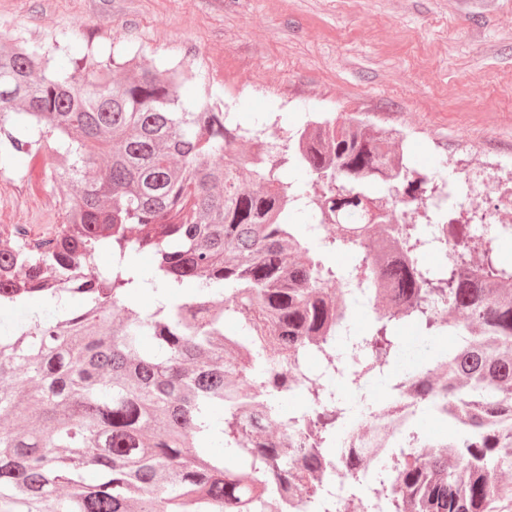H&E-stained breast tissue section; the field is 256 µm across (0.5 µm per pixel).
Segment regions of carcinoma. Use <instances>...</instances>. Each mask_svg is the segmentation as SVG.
I'll return each instance as SVG.
<instances>
[{"mask_svg": "<svg viewBox=\"0 0 512 512\" xmlns=\"http://www.w3.org/2000/svg\"><path fill=\"white\" fill-rule=\"evenodd\" d=\"M49 53L0 45V168L40 157L50 180L79 186L55 237L0 250V268L26 270L0 279V306L42 304L0 328V417L24 422L0 428V512L512 501V263L498 255L512 224L487 238L434 202L435 176L412 166L396 130L340 115L275 147L221 100L184 99L183 69L90 50L50 70ZM291 168L309 180H288ZM429 211L426 236L409 215ZM313 224L326 227L316 241ZM427 251L450 259L428 267ZM359 310L370 323L352 336ZM402 323L458 343L396 376ZM365 379L389 394L348 452L336 383ZM297 388L304 403L290 406ZM423 411L448 440L425 432ZM339 474L351 482L344 511L328 489Z\"/></svg>", "mask_w": 512, "mask_h": 512, "instance_id": "carcinoma-1", "label": "carcinoma"}]
</instances>
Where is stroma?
<instances>
[{
	"label": "stroma",
	"mask_w": 512,
	"mask_h": 512,
	"mask_svg": "<svg viewBox=\"0 0 512 512\" xmlns=\"http://www.w3.org/2000/svg\"><path fill=\"white\" fill-rule=\"evenodd\" d=\"M0 32L180 65L271 142L352 114L403 135L454 203L491 210L464 170L512 169V0H0ZM70 187L40 160L0 169L1 224H63Z\"/></svg>",
	"instance_id": "stroma-1"
}]
</instances>
